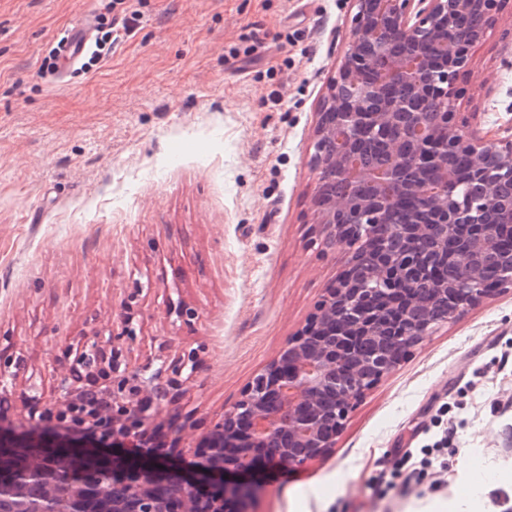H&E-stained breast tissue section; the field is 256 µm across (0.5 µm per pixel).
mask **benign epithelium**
Segmentation results:
<instances>
[{
	"label": "benign epithelium",
	"mask_w": 512,
	"mask_h": 512,
	"mask_svg": "<svg viewBox=\"0 0 512 512\" xmlns=\"http://www.w3.org/2000/svg\"><path fill=\"white\" fill-rule=\"evenodd\" d=\"M499 2L354 0L311 156L317 223L326 247L348 250V268L310 324L201 439L198 447L211 449L208 465L177 470L161 446L146 447V426L196 372L198 352L130 367L123 340H134L136 326L129 307L121 332L107 326L68 351L53 400L33 383L27 401L33 418L51 413L58 426L110 433L112 448L142 453L121 457L63 440L27 454L14 444V424L0 420V512H250L261 476L256 452L274 467L322 458L354 403L425 336L512 287V218L481 222L486 199L512 185V128L497 141L479 136L458 111L455 91ZM398 82L412 94L391 101L384 87ZM433 94L443 112L431 122L418 105ZM338 181L349 189L333 194ZM403 205L432 212L433 221L391 224L393 208ZM167 303L177 321L197 318L181 300ZM23 368V358L0 346V406ZM73 459L80 469L60 477L54 464ZM104 475L112 476L110 490Z\"/></svg>",
	"instance_id": "7a95c632"
}]
</instances>
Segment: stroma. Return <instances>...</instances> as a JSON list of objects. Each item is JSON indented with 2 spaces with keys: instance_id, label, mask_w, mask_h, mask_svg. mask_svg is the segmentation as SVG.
I'll use <instances>...</instances> for the list:
<instances>
[{
  "instance_id": "35a3bbf8",
  "label": "stroma",
  "mask_w": 512,
  "mask_h": 512,
  "mask_svg": "<svg viewBox=\"0 0 512 512\" xmlns=\"http://www.w3.org/2000/svg\"><path fill=\"white\" fill-rule=\"evenodd\" d=\"M139 22L95 65L43 74L54 36L101 0H0V336L53 395L69 347L136 312L128 361L199 367L157 421L190 464L316 314L348 253L313 208L310 143L352 0H126ZM480 134L512 126V0L457 78ZM147 276L152 286L136 291ZM198 317L175 325L168 289ZM512 288L415 347L349 411L333 448L269 472L250 512H445L475 469L512 491ZM439 449L442 472L426 465Z\"/></svg>"
}]
</instances>
